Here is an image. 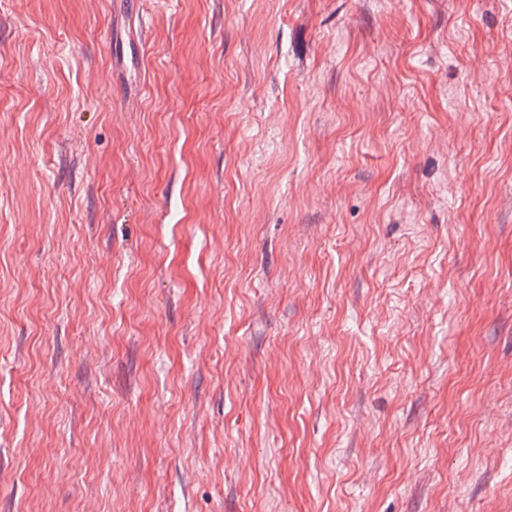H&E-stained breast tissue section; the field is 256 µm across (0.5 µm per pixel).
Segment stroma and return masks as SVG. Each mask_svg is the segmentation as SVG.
Returning <instances> with one entry per match:
<instances>
[{
	"label": "stroma",
	"instance_id": "1",
	"mask_svg": "<svg viewBox=\"0 0 512 512\" xmlns=\"http://www.w3.org/2000/svg\"><path fill=\"white\" fill-rule=\"evenodd\" d=\"M0 512H512V0H0Z\"/></svg>",
	"mask_w": 512,
	"mask_h": 512
}]
</instances>
